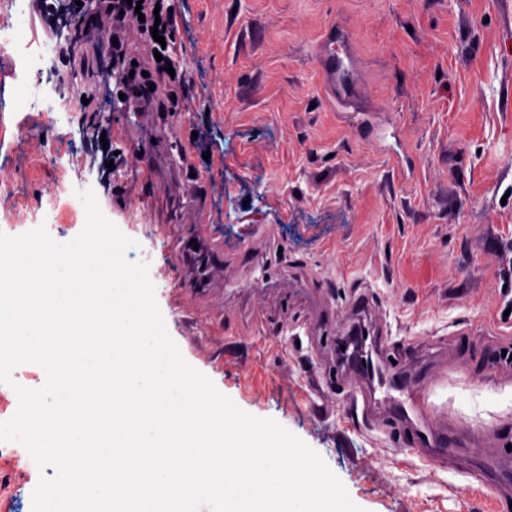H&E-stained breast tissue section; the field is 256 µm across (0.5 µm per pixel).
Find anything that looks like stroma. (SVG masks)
<instances>
[{"mask_svg": "<svg viewBox=\"0 0 512 512\" xmlns=\"http://www.w3.org/2000/svg\"><path fill=\"white\" fill-rule=\"evenodd\" d=\"M186 84L127 119L99 98L65 129L0 116V227L77 191L137 243L183 358L317 451L363 512H512V17L503 0H167ZM354 81L329 91L325 54ZM29 124L26 138L16 127ZM70 165L59 172L45 150ZM116 161L125 177L107 165ZM427 384L452 449L395 414ZM0 457V512L40 476Z\"/></svg>", "mask_w": 512, "mask_h": 512, "instance_id": "obj_1", "label": "stroma"}]
</instances>
